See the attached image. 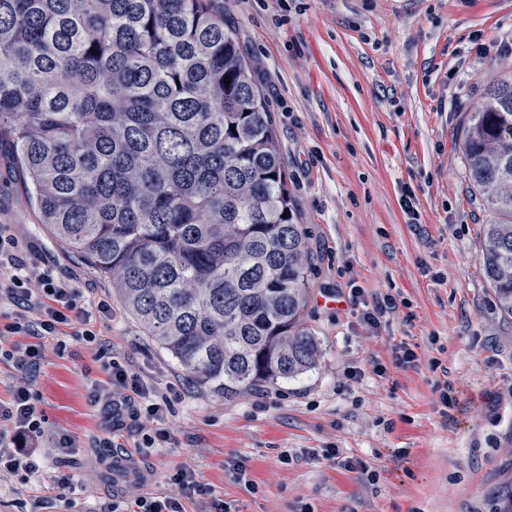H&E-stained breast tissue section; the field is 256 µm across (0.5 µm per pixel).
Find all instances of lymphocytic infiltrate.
<instances>
[{
	"mask_svg": "<svg viewBox=\"0 0 512 512\" xmlns=\"http://www.w3.org/2000/svg\"><path fill=\"white\" fill-rule=\"evenodd\" d=\"M7 225H0V297L16 309L13 331L35 336L33 344L10 353L20 372L9 406H0V472L33 475L39 471L38 449L46 418L37 408L30 374L43 357L42 339L55 338L63 325L89 320L92 312L77 307L75 292L48 268L32 267L15 251ZM93 403L110 408L116 422L161 421L169 401L141 373L113 365L109 387L96 390Z\"/></svg>",
	"mask_w": 512,
	"mask_h": 512,
	"instance_id": "obj_1",
	"label": "lymphocytic infiltrate"
}]
</instances>
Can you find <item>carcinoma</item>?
I'll use <instances>...</instances> for the list:
<instances>
[{
    "mask_svg": "<svg viewBox=\"0 0 512 512\" xmlns=\"http://www.w3.org/2000/svg\"><path fill=\"white\" fill-rule=\"evenodd\" d=\"M211 0H0V144L54 238L226 398L315 367L314 253L273 122ZM512 317V76L463 131Z\"/></svg>",
    "mask_w": 512,
    "mask_h": 512,
    "instance_id": "obj_1",
    "label": "carcinoma"
}]
</instances>
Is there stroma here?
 <instances>
[{"instance_id": "35a3bbf8", "label": "stroma", "mask_w": 512, "mask_h": 512, "mask_svg": "<svg viewBox=\"0 0 512 512\" xmlns=\"http://www.w3.org/2000/svg\"><path fill=\"white\" fill-rule=\"evenodd\" d=\"M253 67L316 266L304 322L318 365L226 398L196 386L146 336L111 282L46 230L22 172L0 154V224L91 311L36 368L47 418L42 475L0 473V512H100L137 488L184 512H512V318L479 262L491 217L468 180L462 134L488 82L512 73V0H215ZM392 295L380 326L352 301ZM334 306H324L325 298ZM111 312L99 314L98 303ZM15 309L0 303V403L19 372ZM92 337H85V330ZM415 359L400 365L396 348ZM117 361L169 397L173 438L91 403ZM447 384V396L436 387ZM74 439L60 450L59 437ZM342 449L369 475L315 454ZM244 465L245 477L236 474ZM190 467L206 495L180 492ZM67 472L78 501L53 481Z\"/></svg>"}]
</instances>
